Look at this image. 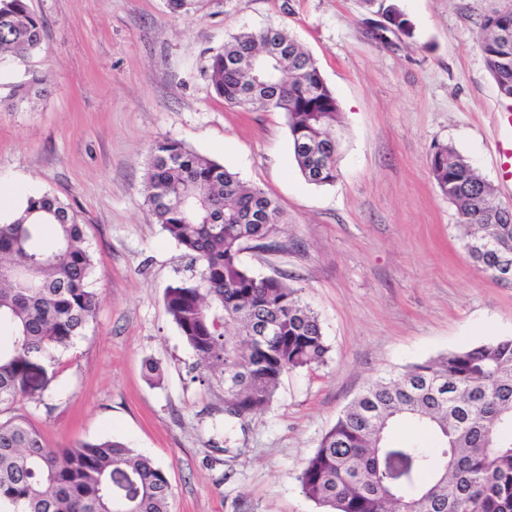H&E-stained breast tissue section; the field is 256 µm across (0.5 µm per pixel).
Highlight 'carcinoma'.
<instances>
[{
    "label": "carcinoma",
    "mask_w": 512,
    "mask_h": 512,
    "mask_svg": "<svg viewBox=\"0 0 512 512\" xmlns=\"http://www.w3.org/2000/svg\"><path fill=\"white\" fill-rule=\"evenodd\" d=\"M378 8L405 35L394 8ZM512 13L486 16L479 42L501 100L512 103ZM44 20L26 0H0V52L25 59L43 50ZM288 47L283 62L261 58L269 38ZM208 78L225 103L281 112L304 180L332 185L339 175V106L312 55L285 30L232 36L212 55ZM36 74L5 97L16 107L42 92ZM430 170L457 206L467 253L498 280L512 267V206L453 146L434 147ZM146 204L156 222L202 267L199 279L164 290V306L203 370L224 374V412L241 418L270 404L281 377L326 362L315 313L298 289L240 262L247 249H276L283 223L276 200L217 161L165 138L150 150ZM94 259L85 225L58 196L27 197L20 216L0 224V414L42 397L47 368L96 314ZM276 336L256 341L261 322ZM235 333L226 334L227 327ZM42 371L30 384L33 368ZM408 423L432 435L431 454L392 435ZM322 512H512V339L450 351L370 382L324 433L298 476ZM166 471L125 443L105 438L53 448L21 416L0 419V502L13 512H171Z\"/></svg>",
    "instance_id": "cac0c4a2"
}]
</instances>
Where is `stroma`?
Returning <instances> with one entry per match:
<instances>
[{"instance_id": "stroma-1", "label": "stroma", "mask_w": 512, "mask_h": 512, "mask_svg": "<svg viewBox=\"0 0 512 512\" xmlns=\"http://www.w3.org/2000/svg\"><path fill=\"white\" fill-rule=\"evenodd\" d=\"M390 2L412 33L384 44L361 0H191L178 15L168 0H27L46 50L26 66L0 55V98L28 69L48 91L0 105V187L78 212L98 309L49 370L43 401L13 414L55 447L122 439L165 469L172 512H319L296 476L371 380L512 338V287L473 265L430 172L435 145H452L512 206L495 149L506 106L479 49L483 17L512 0ZM270 26L313 55L337 99L333 185L304 180L284 114L227 105L205 76L229 36ZM164 138L277 199L278 249L240 260L298 289L331 348L243 418L224 413L221 371L196 381L164 307L168 285L201 271L144 203L148 154Z\"/></svg>"}]
</instances>
